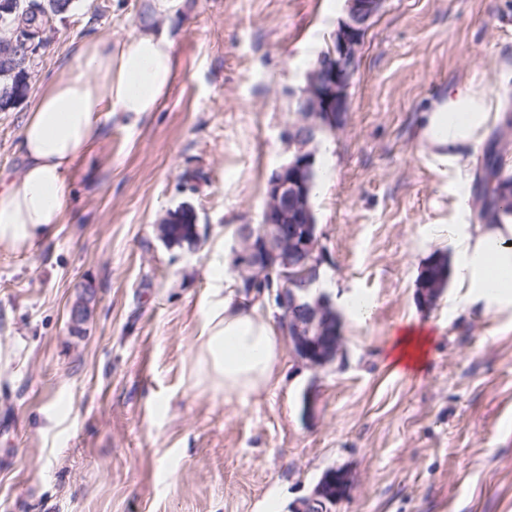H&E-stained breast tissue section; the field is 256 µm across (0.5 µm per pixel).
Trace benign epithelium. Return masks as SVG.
<instances>
[{
	"instance_id": "benign-epithelium-1",
	"label": "benign epithelium",
	"mask_w": 512,
	"mask_h": 512,
	"mask_svg": "<svg viewBox=\"0 0 512 512\" xmlns=\"http://www.w3.org/2000/svg\"><path fill=\"white\" fill-rule=\"evenodd\" d=\"M382 3L383 0H346V18L334 32L327 56L320 58L305 75L304 86L297 95L298 121L288 130L289 142L295 146L294 155L275 169L268 180L261 224L237 235L239 248L233 270L242 274L241 288L249 293L272 287L276 262L287 270L305 271L322 262L316 226L310 223L304 232L295 227L310 213V175L316 166L313 144L318 132L335 131L347 111L348 89L359 47ZM11 14L10 10L0 13V42L19 40L43 47L51 29L23 34L9 19ZM276 303L283 311L282 330L294 354L313 370L332 365L343 352V338L341 319H336V328L327 330L330 317L338 315L331 298L324 293L303 297L296 288L280 287ZM350 490L347 474L330 470L313 494L301 501V508L331 512V507L345 499Z\"/></svg>"
}]
</instances>
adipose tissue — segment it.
Here are the masks:
<instances>
[{
    "mask_svg": "<svg viewBox=\"0 0 512 512\" xmlns=\"http://www.w3.org/2000/svg\"><path fill=\"white\" fill-rule=\"evenodd\" d=\"M181 0H150L137 30L122 40H84L69 64L26 113L19 148L24 167L0 186V245L34 246L59 224L67 191L96 143L105 113L156 111L175 78L173 43L159 31ZM491 97L465 85L447 90L424 113L418 137L441 162L477 151L493 120ZM465 303H512V221L463 225L455 236ZM428 333L399 332L393 367L421 370ZM281 342L272 309L227 292L196 343L193 376L225 397L246 398L278 379Z\"/></svg>",
    "mask_w": 512,
    "mask_h": 512,
    "instance_id": "adipose-tissue-1",
    "label": "adipose tissue"
}]
</instances>
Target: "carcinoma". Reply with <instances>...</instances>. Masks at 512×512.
<instances>
[{"label": "carcinoma", "instance_id": "obj_1", "mask_svg": "<svg viewBox=\"0 0 512 512\" xmlns=\"http://www.w3.org/2000/svg\"><path fill=\"white\" fill-rule=\"evenodd\" d=\"M70 0H20L12 14L15 26L22 30H37L51 25L66 11ZM28 91V74L18 68L15 49L0 43V111L10 110ZM512 145V113H505L493 131L483 158L482 174L473 186V205L479 219L491 224L500 220L501 214L512 215V195L503 196L500 189H512V176L503 174L500 155ZM158 232L171 245L194 247L199 240L196 224L189 218L174 224L158 225ZM433 277L435 294L448 286L451 268L448 256L435 254L426 262Z\"/></svg>", "mask_w": 512, "mask_h": 512}]
</instances>
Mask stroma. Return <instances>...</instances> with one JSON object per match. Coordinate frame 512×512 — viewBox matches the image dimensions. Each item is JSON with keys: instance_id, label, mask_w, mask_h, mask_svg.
Returning a JSON list of instances; mask_svg holds the SVG:
<instances>
[{"instance_id": "obj_1", "label": "stroma", "mask_w": 512, "mask_h": 512, "mask_svg": "<svg viewBox=\"0 0 512 512\" xmlns=\"http://www.w3.org/2000/svg\"><path fill=\"white\" fill-rule=\"evenodd\" d=\"M148 6L73 0L0 112L1 173L21 174L28 107L77 45L127 37ZM344 16L345 0H183L157 111L105 117L51 235L0 248V512H295L334 468L352 488L332 512H512V304H465L454 278L434 306L417 296L478 221L484 153L437 163L416 138L453 85L512 112V0H384L365 33L343 124L315 144L320 289L374 305L343 312L342 358L316 372L283 349L279 381L245 399L192 378L236 230L260 224L295 95ZM186 207L194 250L156 231ZM407 326L431 334L418 372L388 357Z\"/></svg>"}]
</instances>
